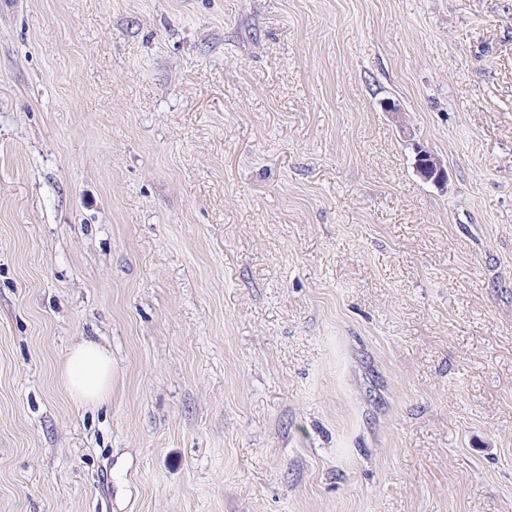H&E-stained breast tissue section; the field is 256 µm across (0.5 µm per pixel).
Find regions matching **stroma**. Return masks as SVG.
Wrapping results in <instances>:
<instances>
[{"mask_svg":"<svg viewBox=\"0 0 512 512\" xmlns=\"http://www.w3.org/2000/svg\"><path fill=\"white\" fill-rule=\"evenodd\" d=\"M0 512H512V0H0ZM427 159L426 164L420 160ZM416 168L419 174L427 181H433L437 184H444L446 181L445 169L442 161L427 150H419L416 156ZM59 379L74 402L104 403L112 393V358L97 343L81 340L67 351Z\"/></svg>","mask_w":512,"mask_h":512,"instance_id":"stroma-1","label":"stroma"}]
</instances>
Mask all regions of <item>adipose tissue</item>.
<instances>
[{
	"label": "adipose tissue",
	"mask_w": 512,
	"mask_h": 512,
	"mask_svg": "<svg viewBox=\"0 0 512 512\" xmlns=\"http://www.w3.org/2000/svg\"><path fill=\"white\" fill-rule=\"evenodd\" d=\"M59 379L74 402L103 403L112 393V359L93 341L77 342L60 365Z\"/></svg>",
	"instance_id": "obj_1"
}]
</instances>
